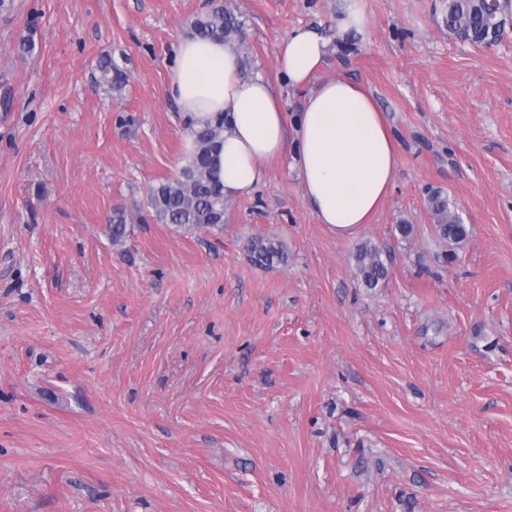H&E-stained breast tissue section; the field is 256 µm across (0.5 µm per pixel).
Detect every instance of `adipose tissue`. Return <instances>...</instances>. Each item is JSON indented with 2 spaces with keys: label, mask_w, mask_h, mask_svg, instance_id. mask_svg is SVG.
Segmentation results:
<instances>
[{
  "label": "adipose tissue",
  "mask_w": 512,
  "mask_h": 512,
  "mask_svg": "<svg viewBox=\"0 0 512 512\" xmlns=\"http://www.w3.org/2000/svg\"><path fill=\"white\" fill-rule=\"evenodd\" d=\"M168 94L185 124L224 122L219 179L228 198L251 195L267 165L288 161L318 223L354 236L379 209L399 165L394 136L372 97L358 84L318 80L327 44L300 26L284 37L277 69L306 89L302 108L288 115L281 94L259 74H245L239 52L221 40L182 37L174 47Z\"/></svg>",
  "instance_id": "obj_1"
}]
</instances>
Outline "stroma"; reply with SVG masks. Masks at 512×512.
Here are the masks:
<instances>
[{
  "instance_id": "stroma-1",
  "label": "stroma",
  "mask_w": 512,
  "mask_h": 512,
  "mask_svg": "<svg viewBox=\"0 0 512 512\" xmlns=\"http://www.w3.org/2000/svg\"><path fill=\"white\" fill-rule=\"evenodd\" d=\"M6 2L0 512H512V33L449 38L441 0H360L361 33L345 0H226L248 74L277 80L280 40L317 30L320 78L374 98L399 166L352 238L281 161L185 231L138 207L185 163L166 85L211 0ZM106 55L121 89L92 85ZM436 191L461 243L435 235ZM259 237L286 262L255 264ZM366 243L392 256L372 289ZM352 2L342 14L337 24L343 31H356L361 33L366 26V17L362 9L358 5V0H351Z\"/></svg>"
}]
</instances>
